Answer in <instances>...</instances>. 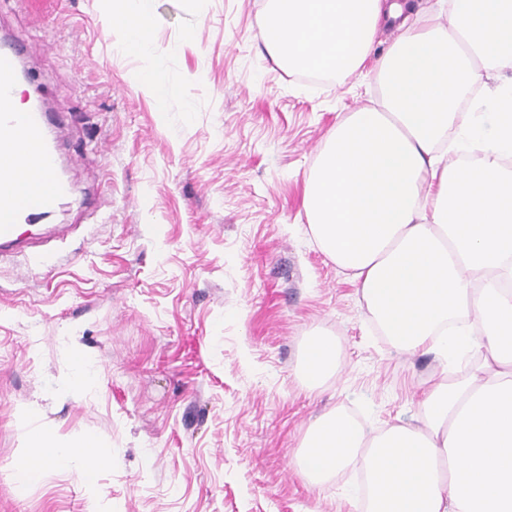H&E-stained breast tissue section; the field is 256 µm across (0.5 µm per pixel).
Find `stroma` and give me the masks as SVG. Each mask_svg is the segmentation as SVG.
I'll return each instance as SVG.
<instances>
[{
	"mask_svg": "<svg viewBox=\"0 0 512 512\" xmlns=\"http://www.w3.org/2000/svg\"><path fill=\"white\" fill-rule=\"evenodd\" d=\"M150 61L123 52L111 0H0V28L35 47L29 89L82 154L52 220L54 269L0 265V512H356L363 474L309 485L293 458L340 406L377 432L414 422L444 376L395 349L356 287L311 238L306 179L338 120L380 107L375 37L362 72L283 66L264 46L268 0H155ZM165 76L157 101L140 80ZM339 345L340 372L308 390L309 333ZM97 378L73 396L78 356ZM35 409L79 461L18 482Z\"/></svg>",
	"mask_w": 512,
	"mask_h": 512,
	"instance_id": "1",
	"label": "stroma"
}]
</instances>
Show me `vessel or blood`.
I'll use <instances>...</instances> for the list:
<instances>
[{
  "instance_id": "vessel-or-blood-1",
  "label": "vessel or blood",
  "mask_w": 512,
  "mask_h": 512,
  "mask_svg": "<svg viewBox=\"0 0 512 512\" xmlns=\"http://www.w3.org/2000/svg\"><path fill=\"white\" fill-rule=\"evenodd\" d=\"M31 52L18 41L0 40V261L19 257L27 265H46L56 254L26 252L18 228L54 212L70 186L60 176V150L48 140L50 112L11 105L18 71Z\"/></svg>"
}]
</instances>
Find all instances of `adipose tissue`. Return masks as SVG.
I'll use <instances>...</instances> for the list:
<instances>
[{"label":"adipose tissue","mask_w":512,"mask_h":512,"mask_svg":"<svg viewBox=\"0 0 512 512\" xmlns=\"http://www.w3.org/2000/svg\"><path fill=\"white\" fill-rule=\"evenodd\" d=\"M124 50L149 60L154 0H114ZM265 48L291 70L361 71L382 22L407 0H271ZM446 23L409 26L379 74L381 108L337 122L309 174L305 210L321 250L357 285L392 344L477 362L428 388L416 423L367 434L336 407L308 428L296 467L315 487L360 464L365 512H512V86L472 112L457 142L458 97L489 66L512 65V0H448ZM324 334L301 375L316 389L338 372ZM71 446L38 435L17 477L68 465Z\"/></svg>","instance_id":"adipose-tissue-1"}]
</instances>
